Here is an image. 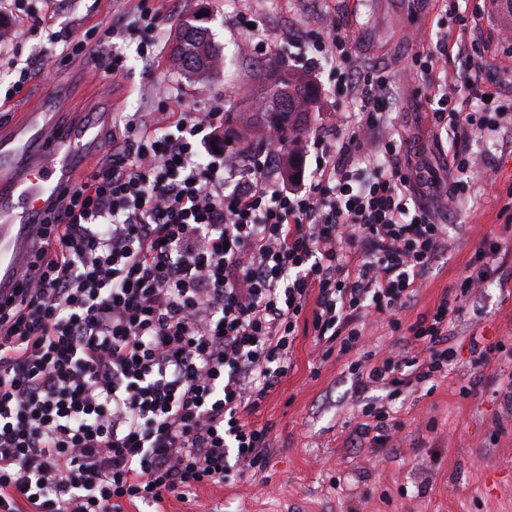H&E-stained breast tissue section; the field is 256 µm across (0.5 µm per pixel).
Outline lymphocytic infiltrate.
Here are the masks:
<instances>
[{"mask_svg":"<svg viewBox=\"0 0 512 512\" xmlns=\"http://www.w3.org/2000/svg\"><path fill=\"white\" fill-rule=\"evenodd\" d=\"M162 22L145 7L75 39L43 18L41 55L66 63L87 53L116 77L125 65L112 39L138 35L153 61ZM319 23L313 47L358 109L321 165L289 182L270 148L215 152V109L116 112L105 163L48 212L32 275L0 303V512H124L221 484L233 461L265 468L269 430L249 416L287 376L298 334L323 344L322 360L349 354L362 318L404 311L416 280L447 254V226L379 134L393 107L389 76L354 74L347 35L335 20ZM458 52V83L427 98L455 136V196L476 179L468 133L491 139L512 120L506 64L464 44ZM357 154L369 175L353 170ZM499 249L476 246L459 296L407 326L406 350L350 363L356 395L447 374L448 325L491 278ZM361 414L352 444L387 447L388 407L366 403Z\"/></svg>","mask_w":512,"mask_h":512,"instance_id":"f902f5d3","label":"lymphocytic infiltrate"}]
</instances>
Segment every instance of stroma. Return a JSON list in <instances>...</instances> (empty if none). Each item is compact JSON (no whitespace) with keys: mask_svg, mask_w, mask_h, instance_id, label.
<instances>
[{"mask_svg":"<svg viewBox=\"0 0 512 512\" xmlns=\"http://www.w3.org/2000/svg\"><path fill=\"white\" fill-rule=\"evenodd\" d=\"M165 17L157 33L161 58L147 66L135 42L122 44L127 57L124 77L104 75L90 61L51 64L34 72L26 86L30 101L49 98L58 86L78 91L93 76L95 93L85 109L97 112H151L154 90L174 87L185 109L236 112L274 68L303 71L310 37L319 16L335 18L350 39L356 69L377 67L393 81L397 103L383 131L401 145L403 165L419 179L418 191L440 223L448 227V253L416 283L402 324L430 312L444 292L461 288L466 266L485 238L498 240V272L486 287L473 291L449 325L457 356L433 393L417 389L390 401L398 424L380 451L351 446L348 437L362 417L353 395L346 360L321 361L313 336H298L292 368L277 390L250 420L270 430L268 465L262 473L231 469L223 484L200 488L188 499L169 496L164 512H512V398L496 376L512 371V358L475 367L471 339L512 345V230L500 211L512 187V129L492 143L473 137V157L495 169L492 179L475 183L461 199L448 192L451 138L437 128L425 100L426 79L414 56L434 46L436 34L456 32L442 0H24L8 33L0 38V90L14 81L16 65L25 64L41 45L30 34L35 17L49 16L54 30L79 37L90 26L130 16L139 3ZM207 25L224 63L204 76L182 73L173 58L175 29L196 11ZM261 21L258 32L243 34L238 12ZM311 78L321 84L320 103L302 116V142L315 136L334 140L345 119L347 102L336 96L327 66ZM392 317H364L363 351L385 359L399 343ZM472 386L471 395L459 394Z\"/></svg>","mask_w":512,"mask_h":512,"instance_id":"stroma-1","label":"stroma"}]
</instances>
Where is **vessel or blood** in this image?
<instances>
[{
    "instance_id": "vessel-or-blood-1",
    "label": "vessel or blood",
    "mask_w": 512,
    "mask_h": 512,
    "mask_svg": "<svg viewBox=\"0 0 512 512\" xmlns=\"http://www.w3.org/2000/svg\"><path fill=\"white\" fill-rule=\"evenodd\" d=\"M492 20L501 32H512V0H492ZM73 109L72 99L62 94L56 107L27 104L16 120L0 128L2 302L27 278L43 234L40 214L98 160L93 129L81 124Z\"/></svg>"
}]
</instances>
